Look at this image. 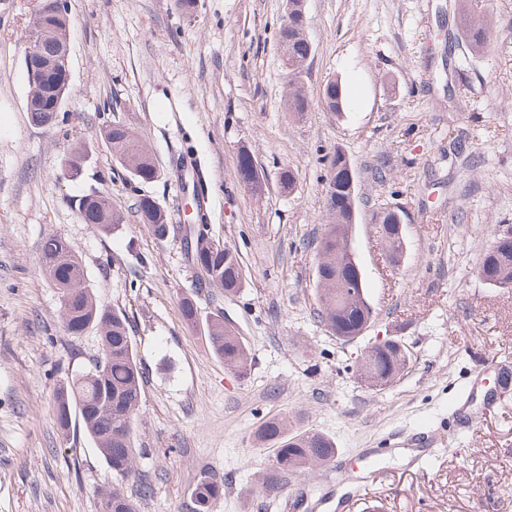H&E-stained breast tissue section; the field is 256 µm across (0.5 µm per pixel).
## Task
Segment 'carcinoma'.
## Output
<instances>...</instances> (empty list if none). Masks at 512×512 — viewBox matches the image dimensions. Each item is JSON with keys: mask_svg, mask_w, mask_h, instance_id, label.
<instances>
[{"mask_svg": "<svg viewBox=\"0 0 512 512\" xmlns=\"http://www.w3.org/2000/svg\"><path fill=\"white\" fill-rule=\"evenodd\" d=\"M465 17L467 23L461 29V46L472 54H479L489 39L487 24L470 12ZM305 28L306 21L297 0H288V25H280L277 31L278 45L289 76L284 103L286 112L308 109L303 73L311 46ZM101 134L111 146L112 158L132 180L152 183L162 176L149 149L126 124L112 121L101 127ZM240 173L251 188L262 190L254 162L246 152L240 156ZM353 181L349 161L342 151H336L326 187L328 220L315 246L316 315L332 335L345 342L361 338L373 317L361 267L350 248L351 212L356 209ZM78 209L100 233H107L124 222L123 214L112 207L109 197L96 191L82 196ZM136 218L158 240L167 231H181L187 253L201 268L205 284L222 290L227 296L240 293L245 279L241 259L234 250L216 246L205 236L194 234L190 225L175 228L151 195L138 197ZM372 220L377 236L386 246L388 259L399 262L404 250L400 213L380 206L372 214ZM492 237L491 245L480 258L477 273L492 287L512 288V243H498L501 235L496 232ZM41 266L59 290L64 331L74 336L82 335L91 327L100 331L98 356L92 359L87 370L72 377L56 394L58 427L67 432L72 415H78L112 474L127 481L136 477L141 453V449L134 445L133 428L144 378L127 320L122 313L96 302L86 286L82 264L64 239L51 236L44 241ZM207 326V339L213 354L224 361L225 366L240 374L247 373L251 364L247 341L231 322L224 320V312L210 313ZM409 361L410 353L402 341L384 347L373 343L362 352L358 380L383 389L400 378ZM258 437L262 441H281V445L274 449L273 465L261 475L262 488L271 492L282 489L288 476H300L321 466L336 453L335 443L322 433L287 434V422L282 419L265 422ZM223 491V482L210 476L200 478L192 491L195 512H211L212 504ZM101 512H137V502L135 497L114 486L103 494Z\"/></svg>", "mask_w": 512, "mask_h": 512, "instance_id": "carcinoma-1", "label": "carcinoma"}]
</instances>
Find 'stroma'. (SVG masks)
Listing matches in <instances>:
<instances>
[{"mask_svg": "<svg viewBox=\"0 0 512 512\" xmlns=\"http://www.w3.org/2000/svg\"><path fill=\"white\" fill-rule=\"evenodd\" d=\"M39 0H0V512H101L116 479L80 417L60 432L55 392L89 366L98 334H67L60 295L42 272L43 240L66 239L98 301L129 321L144 371L134 441L135 479L151 486L138 512H195L202 474L222 477L211 512H308L302 487L336 512L335 464L315 483L289 477L283 498L256 473L274 461L255 439L271 418L331 438L341 461L380 449L386 480L350 512H512V391L480 428L450 414L464 394L480 405L494 361L512 371V291L477 274L492 230L512 229V0H483L490 40L463 56L454 42L471 0H305L312 45L304 83L309 110H284L288 71L276 32L286 0H67L71 82L63 120L29 123L24 54ZM341 83L343 111L323 89ZM120 119L150 149L162 177L140 184L112 159L102 124ZM83 146L80 180L63 176ZM356 180L351 245L374 316L363 339H336L314 318V245L326 220V180L336 151ZM252 154L263 193L241 180ZM202 162L212 175L209 234L238 252L245 277L232 297L201 288L177 238L138 224L139 195L155 197L171 223L184 196L170 169ZM293 190L279 187L282 169ZM108 194L125 222L109 234L85 224L78 203ZM403 214L405 251L389 264L371 221L375 207ZM200 314L225 310L254 357L248 375L226 368ZM402 337L411 361L399 381L360 383L366 344ZM421 428L445 438L423 471L394 450L392 435Z\"/></svg>", "mask_w": 512, "mask_h": 512, "instance_id": "obj_1", "label": "stroma"}]
</instances>
